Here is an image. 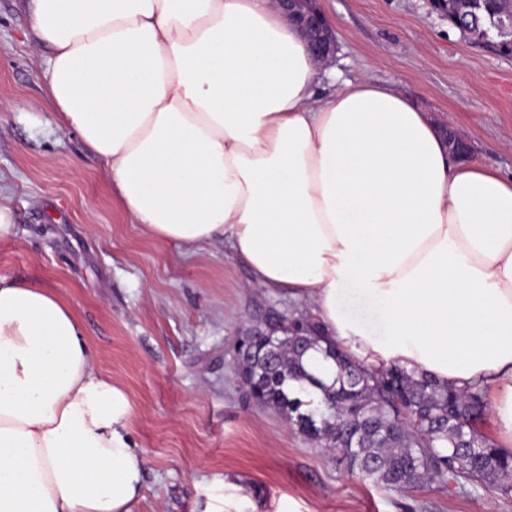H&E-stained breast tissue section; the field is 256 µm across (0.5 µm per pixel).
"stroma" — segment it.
<instances>
[{"instance_id": "stroma-1", "label": "stroma", "mask_w": 512, "mask_h": 512, "mask_svg": "<svg viewBox=\"0 0 512 512\" xmlns=\"http://www.w3.org/2000/svg\"><path fill=\"white\" fill-rule=\"evenodd\" d=\"M336 32L331 66L407 93L465 134L474 158L512 174V54L464 36L432 0H319ZM0 193L15 225L0 275L55 290L132 408L145 456L135 512H512L499 483L399 491L336 462L273 408L244 398L235 343L274 307L309 303L253 283L215 242L189 251L144 236L80 136L59 128L23 0H0Z\"/></svg>"}]
</instances>
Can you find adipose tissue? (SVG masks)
Instances as JSON below:
<instances>
[{
  "label": "adipose tissue",
  "mask_w": 512,
  "mask_h": 512,
  "mask_svg": "<svg viewBox=\"0 0 512 512\" xmlns=\"http://www.w3.org/2000/svg\"><path fill=\"white\" fill-rule=\"evenodd\" d=\"M26 7L58 126L143 233L223 241L357 362L483 390L512 446V176L453 156L394 85L316 95L321 65L272 0ZM130 426L71 307L0 276V512H134Z\"/></svg>",
  "instance_id": "1"
}]
</instances>
